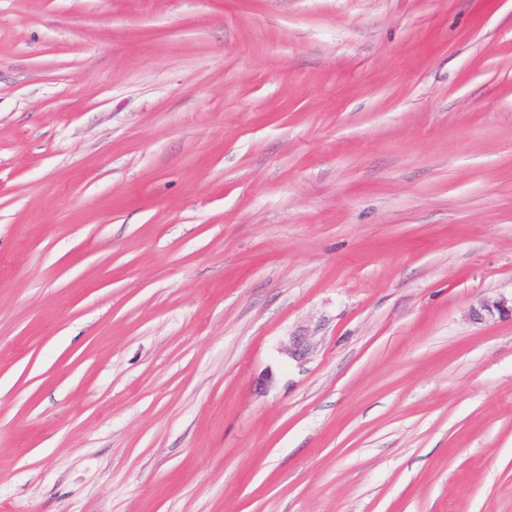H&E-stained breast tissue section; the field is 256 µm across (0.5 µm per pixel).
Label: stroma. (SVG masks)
I'll return each instance as SVG.
<instances>
[{
    "instance_id": "obj_1",
    "label": "stroma",
    "mask_w": 512,
    "mask_h": 512,
    "mask_svg": "<svg viewBox=\"0 0 512 512\" xmlns=\"http://www.w3.org/2000/svg\"><path fill=\"white\" fill-rule=\"evenodd\" d=\"M500 296L512 0H0V512H512Z\"/></svg>"
}]
</instances>
